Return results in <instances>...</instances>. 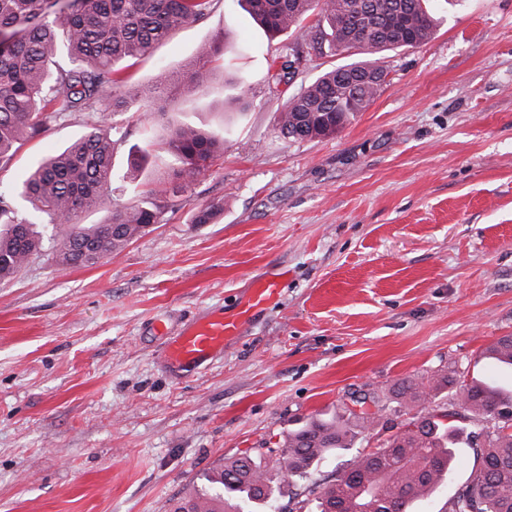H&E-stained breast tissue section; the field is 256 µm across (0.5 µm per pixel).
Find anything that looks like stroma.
<instances>
[{
  "instance_id": "35a3bbf8",
  "label": "stroma",
  "mask_w": 512,
  "mask_h": 512,
  "mask_svg": "<svg viewBox=\"0 0 512 512\" xmlns=\"http://www.w3.org/2000/svg\"><path fill=\"white\" fill-rule=\"evenodd\" d=\"M432 38L384 52L375 101L335 137L284 138L286 94L265 86L287 46L303 53L291 89L345 64L301 29L265 35L237 0L178 31L129 68L182 77L218 41L203 91L175 86L164 113L74 112L27 141L0 189L79 137L92 119L125 131L112 158L128 184L118 206L168 190L167 141L188 122L224 152L173 201L162 223L90 266L59 265L52 246L0 281V512H171L224 459L281 451L299 422L344 414L352 393L383 409L310 478L270 476L274 512H315L316 494L355 452L400 432L416 407L394 386L455 365L512 387L485 351L512 336V0H431ZM251 90L240 96L238 77ZM152 141L147 163L130 153ZM222 204L209 224L194 220ZM278 300L196 372L175 374L155 328L176 332L210 310L234 313L256 280ZM455 450L451 477L412 512H448L481 464L488 425Z\"/></svg>"
}]
</instances>
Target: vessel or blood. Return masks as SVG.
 I'll list each match as a JSON object with an SVG mask.
<instances>
[{
    "instance_id": "obj_1",
    "label": "vessel or blood",
    "mask_w": 512,
    "mask_h": 512,
    "mask_svg": "<svg viewBox=\"0 0 512 512\" xmlns=\"http://www.w3.org/2000/svg\"><path fill=\"white\" fill-rule=\"evenodd\" d=\"M278 294L270 280L258 284L243 296L233 315L212 314L194 321L177 335L165 340V361L170 368L193 371L203 366L229 341L239 338L250 320Z\"/></svg>"
}]
</instances>
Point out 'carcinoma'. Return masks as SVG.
Wrapping results in <instances>:
<instances>
[{"mask_svg": "<svg viewBox=\"0 0 512 512\" xmlns=\"http://www.w3.org/2000/svg\"><path fill=\"white\" fill-rule=\"evenodd\" d=\"M214 0H0V166L12 160L22 141L68 112H96L102 105L123 111L153 108L174 85L158 71L146 84L123 96L120 64L148 55L181 27L205 19ZM249 15L266 32L281 35L308 16L316 23L304 34L321 54L358 52L368 58L322 73L288 97L278 118L282 136L298 140L335 136L364 111L386 83L388 72L376 54L414 47L434 32L427 0H244ZM66 56L69 65L56 63ZM220 45H202L188 72L187 89L208 83ZM125 137L98 121L64 150L40 161L14 189L0 190V281L14 277L40 252L42 239L33 218L52 225L56 261L86 266L121 250L163 221L170 199L194 181L224 142L190 123L174 128L168 149L178 183L170 195H148L130 207L112 202V156ZM112 211L103 224H80L90 210ZM489 352L512 367V336L500 337ZM461 373L450 368L436 382L403 379L398 396L421 408L428 392L454 384ZM460 406L494 421L486 430L482 465L471 483L450 500L451 512H512V392L473 381L463 385ZM455 413L413 417L380 448L361 452L347 471L323 488L319 512H409L450 473L454 448L463 431ZM375 414L349 411V419L315 417L288 434L279 457L240 456L224 460L207 477L208 487L189 495L174 512H265L278 489L269 466L288 477L306 479L332 454L353 447L358 429Z\"/></svg>", "mask_w": 512, "mask_h": 512, "instance_id": "cac0c4a2", "label": "carcinoma"}]
</instances>
